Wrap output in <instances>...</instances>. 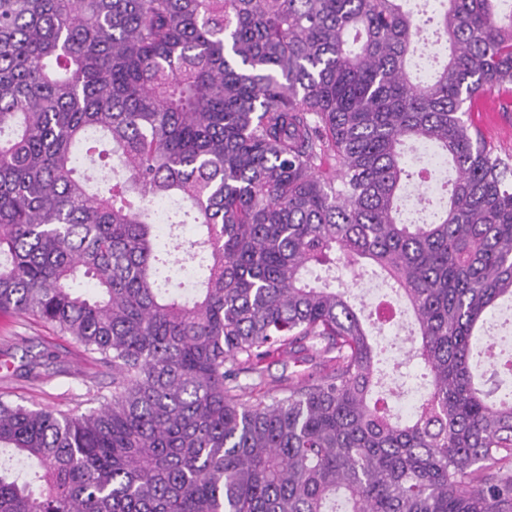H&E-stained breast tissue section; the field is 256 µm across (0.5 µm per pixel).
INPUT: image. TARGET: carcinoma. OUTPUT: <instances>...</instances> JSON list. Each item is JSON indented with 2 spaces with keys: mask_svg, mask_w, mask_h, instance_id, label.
<instances>
[{
  "mask_svg": "<svg viewBox=\"0 0 512 512\" xmlns=\"http://www.w3.org/2000/svg\"><path fill=\"white\" fill-rule=\"evenodd\" d=\"M405 2L0 0V312L112 370L81 414L0 399V512H512V358L473 374L512 301V154L472 119L512 112V4ZM408 142L453 166L429 224L399 219L432 177ZM161 200L200 238L161 252ZM183 266L191 299L163 287ZM338 266L413 311L407 419ZM278 352L331 368L243 392ZM404 373L407 384L403 386L402 390L405 391L399 399L392 398L391 405L402 412L403 417H406L412 406L417 403L422 394L426 392L425 388L420 385L421 380H415V375H420L422 372L421 367L417 361H411L401 368Z\"/></svg>",
  "mask_w": 512,
  "mask_h": 512,
  "instance_id": "1",
  "label": "carcinoma"
}]
</instances>
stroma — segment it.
Masks as SVG:
<instances>
[{"mask_svg":"<svg viewBox=\"0 0 512 512\" xmlns=\"http://www.w3.org/2000/svg\"><path fill=\"white\" fill-rule=\"evenodd\" d=\"M475 119L492 145L512 152V112L495 111L488 100ZM35 355L43 356V364L27 372ZM111 391V370L81 345L50 324L0 312V398L69 413L98 406Z\"/></svg>","mask_w":512,"mask_h":512,"instance_id":"35a3bbf8","label":"stroma"}]
</instances>
